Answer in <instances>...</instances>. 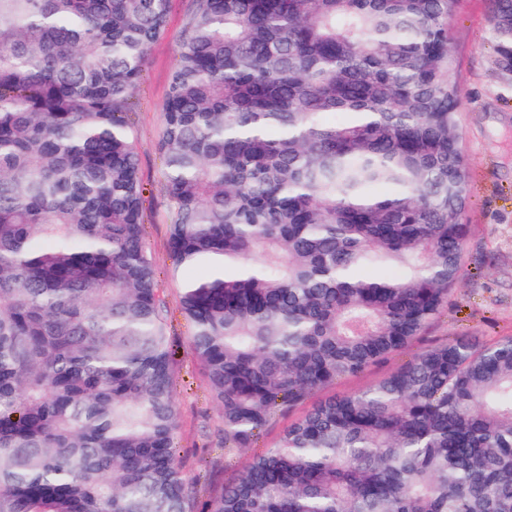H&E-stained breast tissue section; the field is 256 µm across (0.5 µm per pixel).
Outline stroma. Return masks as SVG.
<instances>
[{
  "label": "stroma",
  "instance_id": "obj_1",
  "mask_svg": "<svg viewBox=\"0 0 512 512\" xmlns=\"http://www.w3.org/2000/svg\"><path fill=\"white\" fill-rule=\"evenodd\" d=\"M189 0H171L165 33L148 52L134 106L127 115L148 190L146 251L153 262L176 349L175 446L182 471L197 478L199 496L236 477L251 453L225 456L217 444L221 426L201 365L188 345L190 325L180 307L182 280L172 273L164 195V166L158 152L161 113L168 80L185 29ZM452 79L462 88L458 125L469 174L466 219L471 226L462 268L441 314L405 349L385 362L339 380L324 396L350 395L377 383L413 355L467 336L482 345L512 338V82L497 77L490 41L489 0H460L452 21Z\"/></svg>",
  "mask_w": 512,
  "mask_h": 512
}]
</instances>
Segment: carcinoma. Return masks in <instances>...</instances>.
Returning <instances> with one entry per match:
<instances>
[{"label": "carcinoma", "instance_id": "carcinoma-1", "mask_svg": "<svg viewBox=\"0 0 512 512\" xmlns=\"http://www.w3.org/2000/svg\"><path fill=\"white\" fill-rule=\"evenodd\" d=\"M170 0H0V512H512V339L312 406L199 501L129 112ZM158 144L224 426L380 363L461 270L458 0H190ZM512 80V0H490Z\"/></svg>", "mask_w": 512, "mask_h": 512}]
</instances>
